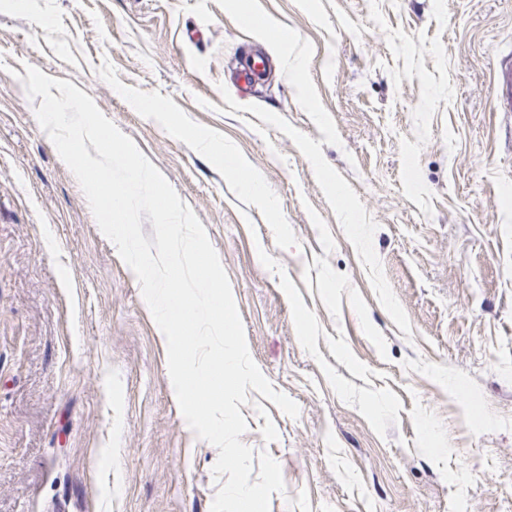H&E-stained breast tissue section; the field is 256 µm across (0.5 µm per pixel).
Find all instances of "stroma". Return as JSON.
Masks as SVG:
<instances>
[{
  "instance_id": "obj_1",
  "label": "stroma",
  "mask_w": 512,
  "mask_h": 512,
  "mask_svg": "<svg viewBox=\"0 0 512 512\" xmlns=\"http://www.w3.org/2000/svg\"><path fill=\"white\" fill-rule=\"evenodd\" d=\"M259 3L312 44L340 144L217 0H0V512H211L220 487L140 284L16 77L28 65L92 97L203 224L253 360L300 408L253 390L240 408L242 442L282 470L269 512H512V118L490 108L512 0ZM250 52L271 71L245 95ZM251 104L322 142L411 335ZM221 160H223L227 169H229L233 174L239 176L240 185L247 194L258 199H264L263 187L259 180L243 176L241 174L240 163L227 154L221 156Z\"/></svg>"
}]
</instances>
